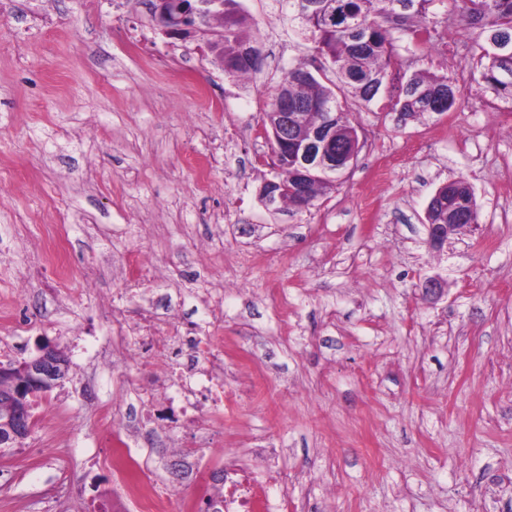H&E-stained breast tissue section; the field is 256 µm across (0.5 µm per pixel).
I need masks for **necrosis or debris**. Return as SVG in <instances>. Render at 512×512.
<instances>
[{
	"label": "necrosis or debris",
	"instance_id": "obj_1",
	"mask_svg": "<svg viewBox=\"0 0 512 512\" xmlns=\"http://www.w3.org/2000/svg\"><path fill=\"white\" fill-rule=\"evenodd\" d=\"M144 330L129 335L122 319L112 322V358L124 366L130 384L142 396V418L162 419L161 400L178 405L176 422L181 433L191 435L204 448L222 444L224 406L234 403L237 391L224 384V344L212 336H196L174 330L155 331L153 317L143 320ZM209 410L213 424L204 426L202 410ZM117 498L137 500L143 512H192L189 500L172 504L148 481H119L112 489Z\"/></svg>",
	"mask_w": 512,
	"mask_h": 512
}]
</instances>
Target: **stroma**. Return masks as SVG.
Masks as SVG:
<instances>
[{"mask_svg":"<svg viewBox=\"0 0 512 512\" xmlns=\"http://www.w3.org/2000/svg\"><path fill=\"white\" fill-rule=\"evenodd\" d=\"M241 4L264 57L247 81L205 34H161L148 0H0V360L46 338L69 362L0 458V512H112L101 411L140 407L98 351L132 304L223 338L238 484L316 512H512V100L480 78L486 34L435 8L438 48L398 42L381 93L354 103L364 146L339 190L274 213L263 108L313 52L272 0ZM420 69L456 83L457 109L391 111ZM456 178L479 222L439 252L427 207ZM132 252L148 291L124 284ZM136 453L198 512L222 494L171 478L151 438Z\"/></svg>","mask_w":512,"mask_h":512,"instance_id":"35a3bbf8","label":"stroma"}]
</instances>
